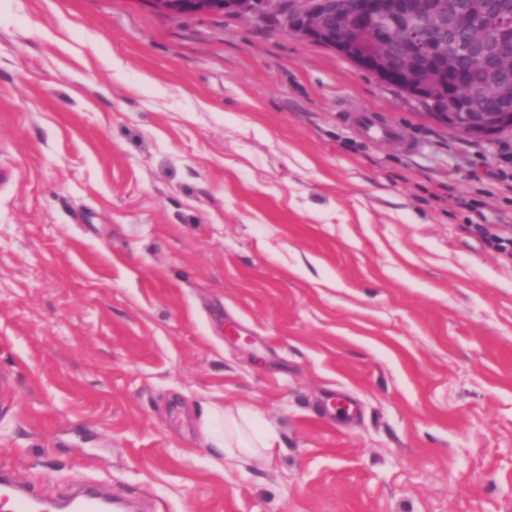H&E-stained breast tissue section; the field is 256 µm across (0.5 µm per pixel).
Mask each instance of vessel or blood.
Returning a JSON list of instances; mask_svg holds the SVG:
<instances>
[{"mask_svg":"<svg viewBox=\"0 0 512 512\" xmlns=\"http://www.w3.org/2000/svg\"><path fill=\"white\" fill-rule=\"evenodd\" d=\"M347 118L368 144L400 140L407 152L414 153L419 149L417 143L404 140L398 125L378 113L356 110L348 113ZM0 507L5 512H111L113 501L99 497L91 489L83 487L69 499L55 502L32 489L16 486L10 473L0 469Z\"/></svg>","mask_w":512,"mask_h":512,"instance_id":"vessel-or-blood-1","label":"vessel or blood"}]
</instances>
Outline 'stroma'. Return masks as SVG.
Instances as JSON below:
<instances>
[{
  "instance_id": "obj_1",
  "label": "stroma",
  "mask_w": 512,
  "mask_h": 512,
  "mask_svg": "<svg viewBox=\"0 0 512 512\" xmlns=\"http://www.w3.org/2000/svg\"><path fill=\"white\" fill-rule=\"evenodd\" d=\"M510 215L512 134L326 46L0 0V466L155 512H512V244L471 228ZM213 406L272 458L227 457ZM347 118L367 144L398 140L409 153H415L420 148L417 143L404 138L398 125L376 112L355 110L348 112ZM224 453L235 454V450L247 456L262 454L272 457L273 448H278V437L271 430L262 428L256 416L249 410L236 414L224 411V437L216 442Z\"/></svg>"
}]
</instances>
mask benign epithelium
Segmentation results:
<instances>
[{"label":"benign epithelium","instance_id":"7a95c632","mask_svg":"<svg viewBox=\"0 0 512 512\" xmlns=\"http://www.w3.org/2000/svg\"><path fill=\"white\" fill-rule=\"evenodd\" d=\"M233 12L256 22H272L303 40L321 42L432 111L462 136L494 141L512 133V109H489L448 85L456 62L443 27L466 32L474 52L473 85L512 99V56L500 41L512 35V8L477 0L448 11L440 0H152L156 9L184 14Z\"/></svg>","mask_w":512,"mask_h":512}]
</instances>
